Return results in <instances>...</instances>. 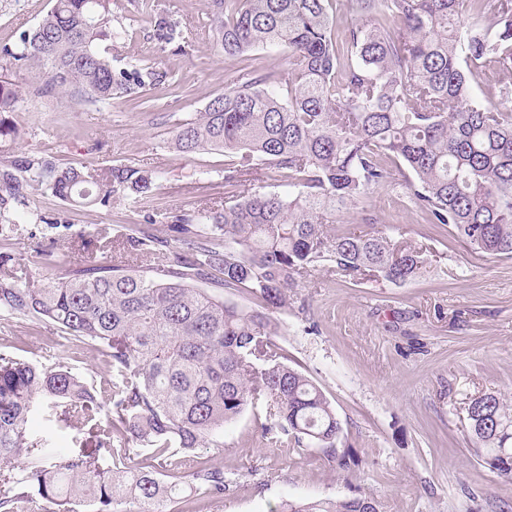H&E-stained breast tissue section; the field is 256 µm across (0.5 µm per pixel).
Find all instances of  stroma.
I'll list each match as a JSON object with an SVG mask.
<instances>
[{
  "mask_svg": "<svg viewBox=\"0 0 512 512\" xmlns=\"http://www.w3.org/2000/svg\"><path fill=\"white\" fill-rule=\"evenodd\" d=\"M208 0H112V25L126 29L105 41L119 68L152 67L160 82L137 100L107 104L33 95L12 118L19 139H0V157L32 152L60 166L104 170L134 164L160 172L147 198L114 199L71 208L51 194L13 201L24 224L0 233V284L42 288L84 265L140 270L141 251L113 250L114 240L146 230L172 238L174 215L224 206L225 157L182 154L170 146L176 127L231 87L244 66L279 68L277 49L250 61L226 58L208 39ZM50 0H0V46L13 44L48 10ZM165 11L185 31L160 43L151 14ZM400 245L421 248L425 272L393 284L379 277H341L324 262L298 277L272 339L289 365L310 377L331 402L342 433L335 456L303 445L282 448L265 434L264 403L224 427L223 445L178 454L191 481L204 463L224 470V497H184L182 512H269L282 500L375 498L380 512H512V480L478 457L466 408L492 390L512 400V259L473 251L451 227L431 224L400 186L374 189L338 224L362 226ZM0 353L51 367L63 364L100 385L108 367L96 346L60 330L0 312Z\"/></svg>",
  "mask_w": 512,
  "mask_h": 512,
  "instance_id": "1",
  "label": "stroma"
}]
</instances>
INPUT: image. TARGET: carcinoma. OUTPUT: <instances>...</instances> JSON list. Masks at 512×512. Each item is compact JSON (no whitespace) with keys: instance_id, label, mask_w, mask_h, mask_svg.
<instances>
[{"instance_id":"carcinoma-1","label":"carcinoma","mask_w":512,"mask_h":512,"mask_svg":"<svg viewBox=\"0 0 512 512\" xmlns=\"http://www.w3.org/2000/svg\"><path fill=\"white\" fill-rule=\"evenodd\" d=\"M112 0H52L6 59L45 77L38 94L107 103L159 74L120 68L96 42L119 38ZM351 23L335 32L332 0H208L205 32L224 57L272 47L280 69L249 70L177 127L183 154L227 157L224 208L175 216L177 236L147 244L140 272L77 267L33 290L0 288V309L62 328L98 345L110 369L99 388L63 364L39 367L0 354V512H178L181 487L166 462L144 466L133 441L162 459L171 448H221L224 425L257 401L273 442L330 452L342 432L325 393L274 349V314L302 270L323 261L345 276L372 272L392 283L418 277L421 250L380 233L337 228L339 213L408 170L403 188L430 224L450 225L471 249L512 257V0H346ZM157 39H182L179 23L154 16ZM501 75L495 98L476 81ZM27 82L0 76V137H17L4 114L18 110ZM263 165L282 191H251ZM159 172L129 164L104 175L60 168L29 153L0 160V207L28 188L73 207L115 196L145 198ZM244 288V309L201 287ZM468 427L479 456L512 479V406L496 391L473 398ZM73 418L97 433L88 453L78 435L63 453L33 436L36 412ZM26 460L16 468L15 461ZM194 496H224V469L192 475ZM270 512H379L372 497L282 501Z\"/></svg>"}]
</instances>
